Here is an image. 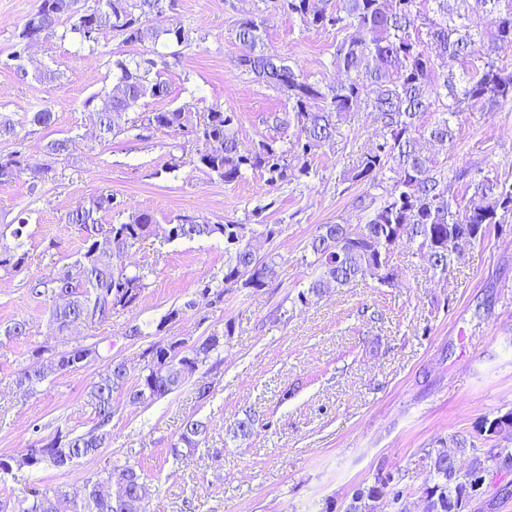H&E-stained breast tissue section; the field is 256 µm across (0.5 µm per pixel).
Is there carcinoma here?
<instances>
[{
    "instance_id": "cac0c4a2",
    "label": "carcinoma",
    "mask_w": 512,
    "mask_h": 512,
    "mask_svg": "<svg viewBox=\"0 0 512 512\" xmlns=\"http://www.w3.org/2000/svg\"><path fill=\"white\" fill-rule=\"evenodd\" d=\"M273 11L296 18L310 29H334L344 33L337 42L333 63L342 78L323 83L311 81L288 60L265 48L267 18H244L235 28L241 45L239 66L283 95L290 111L272 112L266 123L275 129L293 127L297 138L288 146L278 145L275 137L260 141L257 147L243 151L236 135L238 114L220 106L195 112L184 105L173 109L138 114L129 111L146 96L167 95V86L158 79L159 67L169 66L166 56L126 61L118 60L117 83L105 95L90 97L87 111L95 118L101 138L106 139L120 122L141 123L163 133L182 136L203 145L197 161L208 173L226 184L243 177L244 172L260 171L266 182L279 187L311 175L310 160L317 150L335 143L340 125L351 114L366 108L382 132L381 140L362 152L356 164L343 172L347 181L367 186L358 197L366 213L361 235L353 242L346 224H322L310 238L307 250L313 255L319 275L307 290L298 293L306 305L322 294L323 288H344L370 276L379 283L392 285L395 274L388 268L391 248L407 240L433 272L448 271L461 257L464 247L485 237L490 226L512 219V179L490 175L481 167H464L454 178L465 182L469 197L462 202L448 196V175L436 157L423 152L426 138L443 148L453 141L451 118L476 107L495 110L512 104V70L500 62L501 54L512 51V0H482L485 16L479 17L471 0H268ZM175 0H105L102 7L79 11L78 0H40L36 10L17 35L13 58L19 60L24 45L36 30L47 34L62 21L70 30L85 37L87 24L111 30L126 43L154 46L159 42L181 44L185 34L163 23L166 11ZM460 64L454 76L442 71L447 60ZM436 114L434 122L421 124L424 114ZM32 169L19 151L0 156V185H5ZM119 220L105 222L106 214ZM66 221L83 232L84 251L54 275L35 281L32 293L52 300L67 294L65 306L49 308L59 333L74 323L95 324L106 321L112 311L134 304L146 288L147 274L116 269L111 249H132L154 238L165 242L177 239L220 237L228 254L223 285L205 282L196 288L184 307L195 309L212 305L229 290H260L278 275L280 262L270 253L259 257L244 240L245 224L199 222L191 217L175 224H160L149 212L133 211L111 194H101L79 202L66 215ZM27 224L21 220L0 229V271L20 270L25 255L18 253ZM12 238L14 245L5 239ZM224 334L213 333L191 346L176 343L177 350L165 361L158 344L146 353L150 360L137 384L127 387L129 369L124 362H112L107 373L95 381L86 405L96 420L95 428L73 435L57 432L50 440H41V455L26 449L28 466L49 464L65 469L84 457L99 452L107 438L106 426L112 419V397L126 392L133 404L152 402L178 389L186 378L199 370L211 355L224 346ZM83 352L96 350L73 346L56 355L49 365L31 363L15 378L16 388L32 391L49 374L61 370L59 363ZM501 416L481 421L479 434L497 438L487 456L474 458L472 469L460 471L448 458L446 443L428 455L429 484L425 487L424 512H459L470 503L467 488L478 471H496L501 452L512 449V434H499L496 422ZM205 422L189 418L179 435L180 449L192 451L206 440ZM123 480L121 493L113 497L104 485ZM381 490L372 486L358 490L347 505L349 512H375L374 502ZM148 488L137 466L111 467L103 481L86 487L82 500L71 499L59 488L34 486L11 504L0 501V512H147Z\"/></svg>"
}]
</instances>
